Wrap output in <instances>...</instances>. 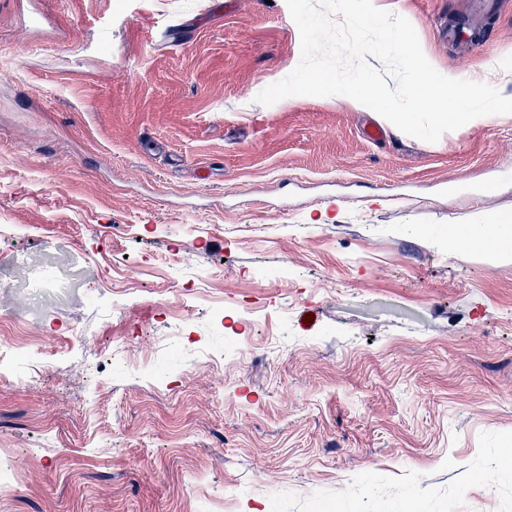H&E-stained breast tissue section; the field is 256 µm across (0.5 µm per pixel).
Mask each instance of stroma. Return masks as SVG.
I'll list each match as a JSON object with an SVG mask.
<instances>
[{"label": "stroma", "instance_id": "1", "mask_svg": "<svg viewBox=\"0 0 512 512\" xmlns=\"http://www.w3.org/2000/svg\"><path fill=\"white\" fill-rule=\"evenodd\" d=\"M377 3L440 72L512 55V0ZM300 59L286 0H0V320L43 369L0 379V512H512V257L448 248L512 219V114L257 103Z\"/></svg>", "mask_w": 512, "mask_h": 512}]
</instances>
